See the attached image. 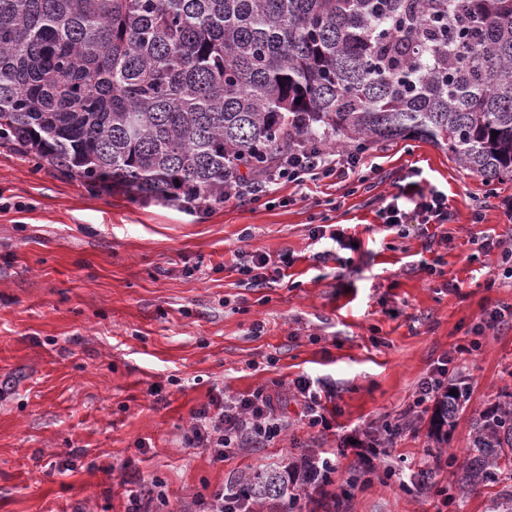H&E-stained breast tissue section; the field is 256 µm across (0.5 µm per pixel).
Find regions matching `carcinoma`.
Returning a JSON list of instances; mask_svg holds the SVG:
<instances>
[{
	"mask_svg": "<svg viewBox=\"0 0 512 512\" xmlns=\"http://www.w3.org/2000/svg\"><path fill=\"white\" fill-rule=\"evenodd\" d=\"M410 138L512 178V0H0V144L92 192L190 211L304 142ZM467 453L462 498L512 467V393ZM307 483L265 468L241 492Z\"/></svg>",
	"mask_w": 512,
	"mask_h": 512,
	"instance_id": "1",
	"label": "carcinoma"
}]
</instances>
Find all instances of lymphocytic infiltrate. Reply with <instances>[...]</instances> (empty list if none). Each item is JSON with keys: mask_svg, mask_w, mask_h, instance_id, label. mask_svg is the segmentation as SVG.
<instances>
[{"mask_svg": "<svg viewBox=\"0 0 512 512\" xmlns=\"http://www.w3.org/2000/svg\"><path fill=\"white\" fill-rule=\"evenodd\" d=\"M365 164L363 154L357 151L335 152L321 143L301 146L289 152L286 159L272 165L260 179L235 182L225 187L224 197L228 200L246 197L256 202L281 181L288 180L301 186L322 177L339 178L359 172ZM381 215L385 224L391 227L417 224L418 234L429 248L434 243L430 227H444L450 219L448 197L434 188L423 189L415 182L410 189L386 197ZM292 261V254L287 252L273 256L259 251H239L235 254L232 269L242 276L245 285L265 288L282 279ZM508 321H512V307L502 306L485 312L472 328L473 340L457 345L453 355L438 359L427 376L421 378L413 394L412 409H428L431 402L446 394L449 380L459 370V356L472 353L479 345V337ZM279 388V383L275 382L238 397H228L223 390H216L207 404L194 411L193 423L183 435L185 447L205 449L214 460L221 461L239 448L269 446L288 426L280 414ZM294 388L302 398L304 425L311 429H330L326 412L331 392L306 376L295 379ZM404 430L402 423H389L383 428V437L367 432L355 440L344 435L339 438L336 449H319L307 459L310 486L328 482L348 453H355L363 462L374 464L385 456L388 448L395 446Z\"/></svg>", "mask_w": 512, "mask_h": 512, "instance_id": "obj_1", "label": "lymphocytic infiltrate"}]
</instances>
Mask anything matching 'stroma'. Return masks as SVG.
Listing matches in <instances>:
<instances>
[{
    "label": "stroma",
    "instance_id": "stroma-1",
    "mask_svg": "<svg viewBox=\"0 0 512 512\" xmlns=\"http://www.w3.org/2000/svg\"><path fill=\"white\" fill-rule=\"evenodd\" d=\"M378 174L361 182L278 185L258 202L230 200L190 213L176 204L94 195L49 165L0 146V512H127L131 473L165 483L171 505L191 506L227 480L298 464L341 434L380 428L407 408L438 357L472 338L487 309L512 305V278L486 236L512 234V179L494 185L422 140L372 145ZM420 169L423 188L448 196V239L423 250L416 225L387 227L383 197ZM315 224L352 244L320 258ZM294 253L285 277L242 285L238 250ZM262 335H250L254 321ZM336 391L334 429L306 428L286 394L288 429L266 448L223 462L182 443L214 388L226 395L299 375ZM469 396L447 442L429 436L431 411L391 449L388 465L435 455L462 463L474 416L512 392V326L481 337L458 376ZM343 459L331 484L300 493V512H491L512 495V472L442 502L453 476L432 485L382 483Z\"/></svg>",
    "mask_w": 512,
    "mask_h": 512
}]
</instances>
